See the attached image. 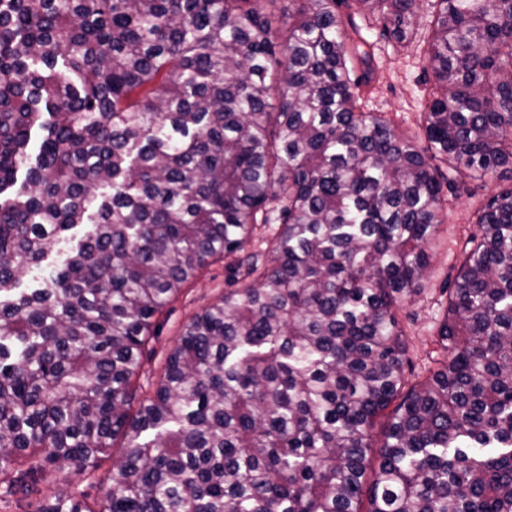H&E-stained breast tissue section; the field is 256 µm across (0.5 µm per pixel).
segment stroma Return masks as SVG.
<instances>
[{
    "mask_svg": "<svg viewBox=\"0 0 512 512\" xmlns=\"http://www.w3.org/2000/svg\"><path fill=\"white\" fill-rule=\"evenodd\" d=\"M427 49L428 32L423 28L405 47L388 42L376 43L371 62L372 79L360 88L364 111L384 114L402 133L417 132L434 85ZM510 185L512 168L504 167L492 177L465 180L460 191L450 197L448 217L440 227L439 242L420 282L421 291L399 311L411 361L408 382L422 380L439 352L435 343L436 328L448 304L449 278L455 273L461 247L479 232L475 212L496 190ZM227 276L223 261H215L167 306L158 319L160 328L152 342L148 369L160 370L167 348L174 343L182 327L223 294Z\"/></svg>",
    "mask_w": 512,
    "mask_h": 512,
    "instance_id": "stroma-1",
    "label": "stroma"
}]
</instances>
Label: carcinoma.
Here are the masks:
<instances>
[{
    "label": "carcinoma",
    "instance_id": "1",
    "mask_svg": "<svg viewBox=\"0 0 512 512\" xmlns=\"http://www.w3.org/2000/svg\"><path fill=\"white\" fill-rule=\"evenodd\" d=\"M278 2L0 0V486L23 512H512V186L411 386L397 315L448 214L433 161L512 165V0H434L425 147L361 111L372 45L339 13L401 45L422 0ZM216 258L224 295L145 370ZM113 454L96 507L27 500Z\"/></svg>",
    "mask_w": 512,
    "mask_h": 512
}]
</instances>
